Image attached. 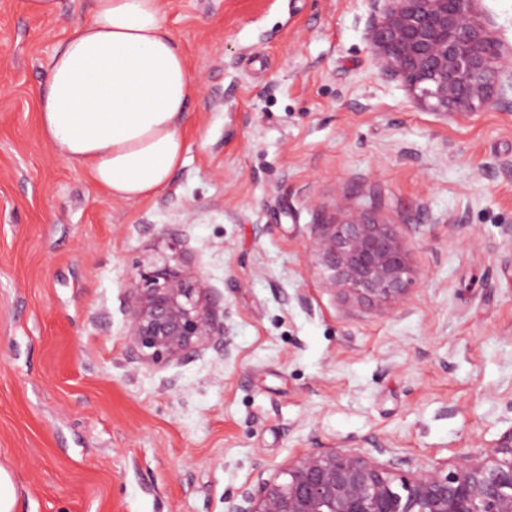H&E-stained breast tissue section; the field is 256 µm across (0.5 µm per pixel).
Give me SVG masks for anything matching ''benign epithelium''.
Returning <instances> with one entry per match:
<instances>
[{
    "mask_svg": "<svg viewBox=\"0 0 512 512\" xmlns=\"http://www.w3.org/2000/svg\"><path fill=\"white\" fill-rule=\"evenodd\" d=\"M482 0H367L366 40L379 75L419 109L465 121L512 104V44L492 36ZM312 247L331 286L381 308L406 298L411 243L359 212L325 224ZM125 336L152 363L184 360L224 335L219 301L199 272L139 264L126 279ZM390 455L386 461L380 460ZM386 445L374 452L306 448L272 479L240 491L232 512H512V429L449 467L411 470Z\"/></svg>",
    "mask_w": 512,
    "mask_h": 512,
    "instance_id": "7a95c632",
    "label": "benign epithelium"
}]
</instances>
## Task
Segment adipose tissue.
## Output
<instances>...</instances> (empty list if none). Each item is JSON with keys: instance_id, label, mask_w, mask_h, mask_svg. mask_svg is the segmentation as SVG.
<instances>
[{"instance_id": "1", "label": "adipose tissue", "mask_w": 512, "mask_h": 512, "mask_svg": "<svg viewBox=\"0 0 512 512\" xmlns=\"http://www.w3.org/2000/svg\"><path fill=\"white\" fill-rule=\"evenodd\" d=\"M196 91L161 0H93L90 18L53 53L40 131L111 198L142 200L183 162Z\"/></svg>"}]
</instances>
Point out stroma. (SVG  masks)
Listing matches in <instances>:
<instances>
[{
	"label": "stroma",
	"mask_w": 512,
	"mask_h": 512,
	"mask_svg": "<svg viewBox=\"0 0 512 512\" xmlns=\"http://www.w3.org/2000/svg\"><path fill=\"white\" fill-rule=\"evenodd\" d=\"M91 0H0V467L14 512H230L306 448L431 469L512 428V106L458 122L385 82L366 0H163L199 86L184 162L114 201L40 133L49 60ZM412 244L404 301L329 286L320 224ZM200 271L225 344L145 362L136 264Z\"/></svg>",
	"instance_id": "35a3bbf8"
}]
</instances>
